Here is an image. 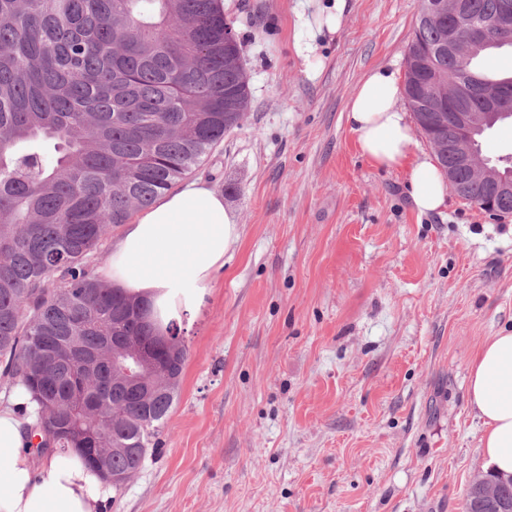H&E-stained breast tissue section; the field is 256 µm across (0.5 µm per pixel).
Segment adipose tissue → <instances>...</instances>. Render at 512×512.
<instances>
[{
    "label": "adipose tissue",
    "instance_id": "1",
    "mask_svg": "<svg viewBox=\"0 0 512 512\" xmlns=\"http://www.w3.org/2000/svg\"><path fill=\"white\" fill-rule=\"evenodd\" d=\"M401 96L397 71L375 67L351 96L346 121L362 155L377 167L404 171L414 208L436 212L448 201V183L429 154L416 151ZM239 238L223 195L203 181L185 182L124 225L102 276L147 300L148 316L163 335L170 323L195 313ZM26 401L19 389L10 405L0 406V512H103L112 484L77 454L55 453L34 468L29 421L17 412ZM468 404L482 422L486 466L512 475V328L488 338L473 356Z\"/></svg>",
    "mask_w": 512,
    "mask_h": 512
}]
</instances>
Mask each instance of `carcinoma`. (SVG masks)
<instances>
[{
    "label": "carcinoma",
    "instance_id": "cac0c4a2",
    "mask_svg": "<svg viewBox=\"0 0 512 512\" xmlns=\"http://www.w3.org/2000/svg\"><path fill=\"white\" fill-rule=\"evenodd\" d=\"M477 18L505 0H464ZM216 0H0V363L37 406V456L79 449L132 477L167 421L188 349L155 331L142 300L98 279L109 229L199 168L251 108L239 40ZM417 15L404 95L415 119L449 82L496 86L440 51ZM471 203L486 188L457 173ZM155 359L128 382L131 345Z\"/></svg>",
    "mask_w": 512,
    "mask_h": 512
}]
</instances>
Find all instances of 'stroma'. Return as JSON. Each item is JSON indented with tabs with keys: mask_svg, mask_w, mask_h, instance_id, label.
Instances as JSON below:
<instances>
[{
	"mask_svg": "<svg viewBox=\"0 0 512 512\" xmlns=\"http://www.w3.org/2000/svg\"><path fill=\"white\" fill-rule=\"evenodd\" d=\"M420 0H224L252 91L197 170L241 238L181 334L178 396L105 512H463L485 475L466 399L512 326V214L405 176L346 123L377 66L405 69Z\"/></svg>",
	"mask_w": 512,
	"mask_h": 512,
	"instance_id": "1",
	"label": "stroma"
}]
</instances>
